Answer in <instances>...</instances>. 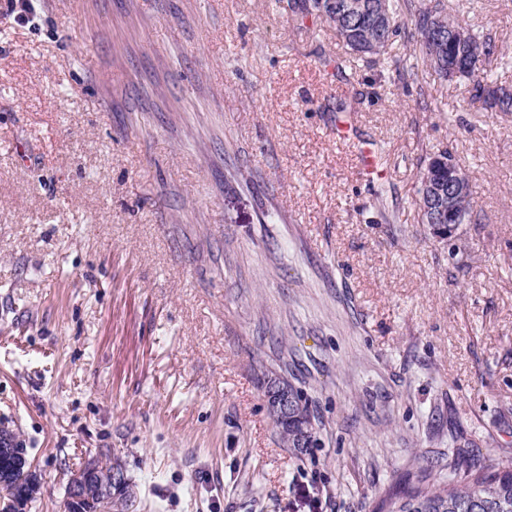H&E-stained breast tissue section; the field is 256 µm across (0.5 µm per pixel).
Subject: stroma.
I'll list each match as a JSON object with an SVG mask.
<instances>
[{
  "label": "stroma",
  "mask_w": 512,
  "mask_h": 512,
  "mask_svg": "<svg viewBox=\"0 0 512 512\" xmlns=\"http://www.w3.org/2000/svg\"><path fill=\"white\" fill-rule=\"evenodd\" d=\"M403 20L350 72L288 0H0V427L31 512L96 457L129 512H371L422 467L512 465V112ZM468 23L512 91V0ZM444 149L474 201L450 246L415 204ZM283 367L321 422L301 457L258 385Z\"/></svg>",
  "instance_id": "35a3bbf8"
}]
</instances>
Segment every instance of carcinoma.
I'll use <instances>...</instances> for the list:
<instances>
[{
    "instance_id": "cac0c4a2",
    "label": "carcinoma",
    "mask_w": 512,
    "mask_h": 512,
    "mask_svg": "<svg viewBox=\"0 0 512 512\" xmlns=\"http://www.w3.org/2000/svg\"><path fill=\"white\" fill-rule=\"evenodd\" d=\"M328 2L295 0L289 8L302 18H317L332 25L357 62L380 55L401 36L403 5L409 0H387L386 15L382 19L369 9L372 0H334L335 8ZM440 15L446 21L467 24L457 4L417 9L414 26L420 38L423 61L445 80L456 76L470 78L474 84V97L482 101L485 108L512 112V94L494 85L486 68L487 60L494 54L493 45L471 32L461 43L446 27L440 32V39L430 37L429 20ZM288 386L304 404L302 425L311 439H317L319 420L311 402L295 383L290 381ZM34 484H40V480L27 466L16 469L13 483L0 488L3 491L0 512H12L11 502L16 492ZM373 512H512V467L467 470L446 482L436 479L425 469L415 481L380 498Z\"/></svg>"
}]
</instances>
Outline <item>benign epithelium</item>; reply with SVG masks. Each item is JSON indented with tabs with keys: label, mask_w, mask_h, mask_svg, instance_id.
Returning <instances> with one entry per match:
<instances>
[{
	"label": "benign epithelium",
	"mask_w": 512,
	"mask_h": 512,
	"mask_svg": "<svg viewBox=\"0 0 512 512\" xmlns=\"http://www.w3.org/2000/svg\"><path fill=\"white\" fill-rule=\"evenodd\" d=\"M434 168L448 169V183H434L424 178V186L437 200V210L428 215L427 223L436 240L446 244L456 238L459 230V225L451 220L456 217L461 198V164L452 156L437 157ZM264 396L268 415L273 420L286 421L301 406L293 392L276 380L265 384ZM21 461H26V455L17 442L0 440V486L12 480ZM128 494L125 472L109 469L94 460L71 475L64 512H82L87 504L96 506V512H127Z\"/></svg>",
	"instance_id": "obj_1"
}]
</instances>
